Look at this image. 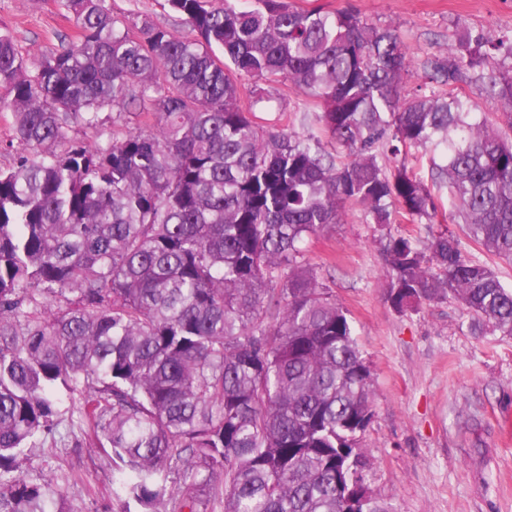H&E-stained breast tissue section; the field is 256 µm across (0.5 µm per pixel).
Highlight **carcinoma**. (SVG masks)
Here are the masks:
<instances>
[{"label":"carcinoma","instance_id":"obj_1","mask_svg":"<svg viewBox=\"0 0 512 512\" xmlns=\"http://www.w3.org/2000/svg\"><path fill=\"white\" fill-rule=\"evenodd\" d=\"M166 2L189 33L107 0H63L77 39L32 63L0 32V512H64L21 465L75 412L112 466L104 512H393L352 459L371 370L302 244L349 207L430 228L445 186L448 220L512 262V37L419 62L348 8ZM244 79L293 84L313 126L259 125ZM461 83L511 111L487 116ZM114 108L155 123L112 130ZM385 264L397 309L452 298L512 336V288L455 234L393 237Z\"/></svg>","mask_w":512,"mask_h":512}]
</instances>
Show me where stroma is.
<instances>
[{
  "label": "stroma",
  "mask_w": 512,
  "mask_h": 512,
  "mask_svg": "<svg viewBox=\"0 0 512 512\" xmlns=\"http://www.w3.org/2000/svg\"><path fill=\"white\" fill-rule=\"evenodd\" d=\"M292 7L350 8L394 28L416 59L439 54L464 31L512 32V0H289ZM0 32L25 58L60 52L77 29L61 0H0ZM256 120L303 133L316 105L292 84L253 85ZM421 224H367L359 208L327 225L305 259L347 311L374 380V417L364 446L372 487L395 512H512V337L470 327L447 299L397 310L387 298L388 237L425 235ZM82 424L67 417L24 464L25 476H56L66 512H96L112 493L106 461L77 447Z\"/></svg>",
  "instance_id": "1"
}]
</instances>
